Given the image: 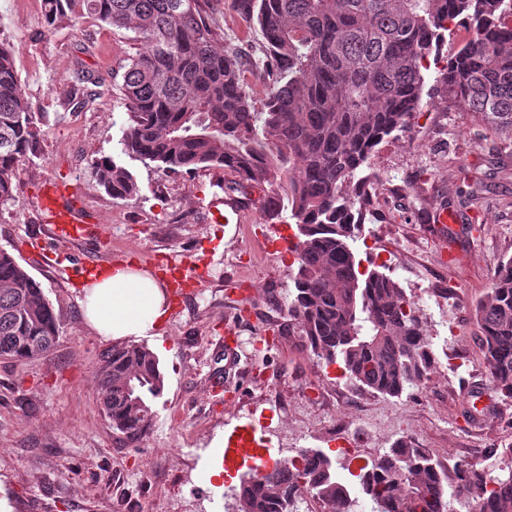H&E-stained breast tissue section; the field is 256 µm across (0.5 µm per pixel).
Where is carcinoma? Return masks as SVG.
Here are the masks:
<instances>
[{"label": "carcinoma", "mask_w": 512, "mask_h": 512, "mask_svg": "<svg viewBox=\"0 0 512 512\" xmlns=\"http://www.w3.org/2000/svg\"><path fill=\"white\" fill-rule=\"evenodd\" d=\"M81 3V10L74 9ZM259 27L247 50L224 38L209 0H45L50 28L94 17L147 46L126 58L120 92L128 109L124 153L166 174L220 168L225 193L263 192L267 220L296 225V294L288 314L316 363L337 364L354 386L399 397L414 393L435 364L413 302L377 270L360 273L352 247L372 205L360 171L386 137L419 107L424 61L448 23L473 21L472 35L448 59V91L477 122L512 144V0H235ZM267 83L261 109L245 70ZM14 52L0 37V206L18 191L17 172L45 136L43 113L18 89ZM97 185L132 201L139 187L115 160L92 162ZM493 391L512 399V257L498 264L473 309ZM60 315L41 285L0 250V358L23 362L49 352ZM98 399L112 426L137 442L164 391L156 355L144 346L112 349L97 372ZM304 464L241 485L240 512H293L303 493L328 512H349L350 485L321 452ZM372 512H512V469L492 476L458 462L453 477L410 438L355 475Z\"/></svg>", "instance_id": "1"}]
</instances>
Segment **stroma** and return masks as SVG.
<instances>
[{
  "instance_id": "1",
  "label": "stroma",
  "mask_w": 512,
  "mask_h": 512,
  "mask_svg": "<svg viewBox=\"0 0 512 512\" xmlns=\"http://www.w3.org/2000/svg\"><path fill=\"white\" fill-rule=\"evenodd\" d=\"M465 32L450 24L428 59L420 107L367 166L375 206L354 250L362 268L390 276L414 301L437 361L420 391L382 397L310 357L288 315L296 227L266 220L260 190L230 198L223 170L167 177L123 152L119 87L133 52L126 31L93 18L52 30L31 0H0V34L14 48L21 92L49 125L19 168L18 193L0 207V249L40 283L62 320L48 353L0 359V512H238L240 476L221 459L225 435L243 424L281 459L297 448L324 452L353 486L340 439L353 442L357 467L403 436L449 466L470 461L496 475L512 465L488 454L512 442V400L491 393L472 316L497 264L512 256V208L504 205L512 155L444 84ZM80 72L107 88L94 108L69 102ZM101 157L133 173L136 200L93 183L90 163ZM55 186L68 188L86 218L80 239L49 235L45 192ZM472 190L483 196L480 209L460 203ZM443 211L456 217L451 228L436 220ZM86 258L161 272L196 259L206 271L171 295L159 336L140 339L158 357L165 389L133 444L98 401L96 372L113 343L83 319L73 272ZM471 390L490 397L474 419L466 414Z\"/></svg>"
}]
</instances>
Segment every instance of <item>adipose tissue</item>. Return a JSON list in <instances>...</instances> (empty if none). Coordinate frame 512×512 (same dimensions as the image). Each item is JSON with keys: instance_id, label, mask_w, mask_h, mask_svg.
<instances>
[{"instance_id": "ef3b65f1", "label": "adipose tissue", "mask_w": 512, "mask_h": 512, "mask_svg": "<svg viewBox=\"0 0 512 512\" xmlns=\"http://www.w3.org/2000/svg\"><path fill=\"white\" fill-rule=\"evenodd\" d=\"M81 308L99 336H142L157 330L168 312L166 285L145 269L107 266L85 282Z\"/></svg>"}]
</instances>
